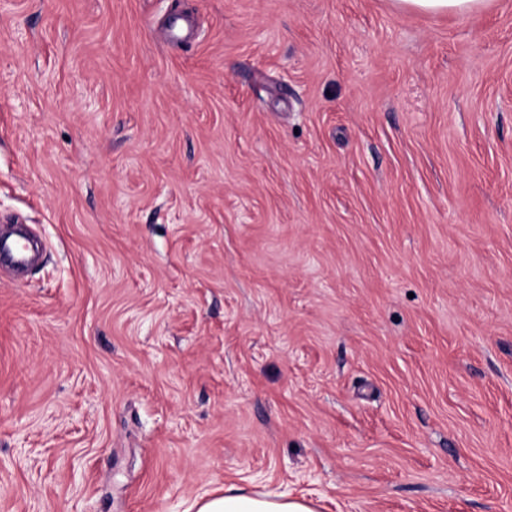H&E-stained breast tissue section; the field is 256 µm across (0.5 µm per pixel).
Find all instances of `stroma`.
<instances>
[{
	"mask_svg": "<svg viewBox=\"0 0 512 512\" xmlns=\"http://www.w3.org/2000/svg\"><path fill=\"white\" fill-rule=\"evenodd\" d=\"M2 224L0 512H512V0H0ZM491 0H391L398 11L453 13L465 17L483 10ZM32 257L24 246L0 235V266L20 271L30 264ZM230 487L224 494L204 498L196 512H317L312 502L302 499L252 497Z\"/></svg>",
	"mask_w": 512,
	"mask_h": 512,
	"instance_id": "obj_1",
	"label": "stroma"
}]
</instances>
